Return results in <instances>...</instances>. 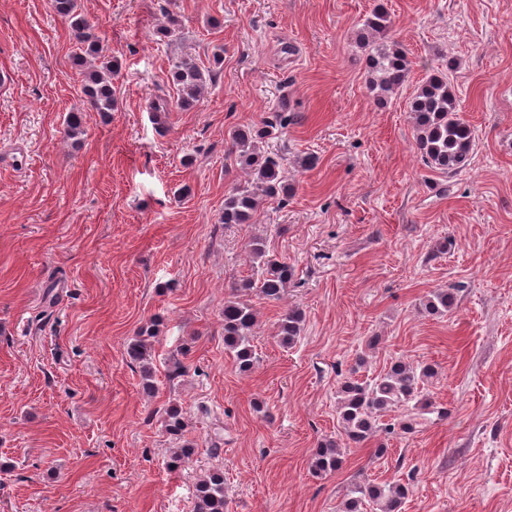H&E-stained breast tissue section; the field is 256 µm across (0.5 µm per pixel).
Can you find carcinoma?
<instances>
[{"label": "carcinoma", "instance_id": "1", "mask_svg": "<svg viewBox=\"0 0 512 512\" xmlns=\"http://www.w3.org/2000/svg\"><path fill=\"white\" fill-rule=\"evenodd\" d=\"M52 12L69 25L76 50L74 62L82 67L88 59L95 63L83 73L82 92L87 105L107 113L117 105L113 82L118 65L105 56L95 35L96 25L81 10L80 0H49ZM391 19L384 10L373 11L365 20L361 40L371 48L369 55L368 86L380 95L398 90L406 82L410 62L406 53L396 44L388 43ZM210 70L200 66L192 56L177 60L170 71L177 98L162 100L153 105V111L166 112L172 108L189 109L199 100ZM414 115L416 146L425 164L443 173L456 172L468 165L474 148L471 127L457 118L459 101L445 76H433L417 87L410 101ZM87 113L72 110L65 119V133L74 139L85 132ZM288 123V113L276 112L258 124L243 125L230 134L229 152L236 154L242 166L253 175L251 182L235 186L224 196L223 221L226 224H247L265 198L288 196V180L280 159L259 150L262 140L272 137ZM254 263L256 278L239 284L243 289H257L268 300H279L292 277V267L265 242L254 239L248 245ZM454 305L449 290L435 291L425 309L432 313H447ZM302 312L290 309L278 321L280 343L291 345L300 335ZM257 325V312L249 304L237 299L224 300V348L232 355L242 371L249 370L255 361L251 344ZM156 334V325L141 329L127 345V355L134 362L144 363V380L147 391L154 390L151 367L148 361L147 341ZM432 375L427 365L413 364L399 359L389 369L369 380L348 379L336 392L337 413L346 439L356 445L369 441L376 433H392L395 426L413 432L423 425L422 419L431 413L432 402L423 392L425 381ZM400 413L399 423L384 422L383 418ZM167 430L181 436L186 425L179 410L167 409ZM343 452L335 442L324 443L316 450L312 463L317 474L335 471L342 466ZM408 487L399 479L386 482L357 484L350 497L343 503L341 512H400ZM224 499V474L213 471L196 485L193 495V512H226Z\"/></svg>", "mask_w": 512, "mask_h": 512}]
</instances>
